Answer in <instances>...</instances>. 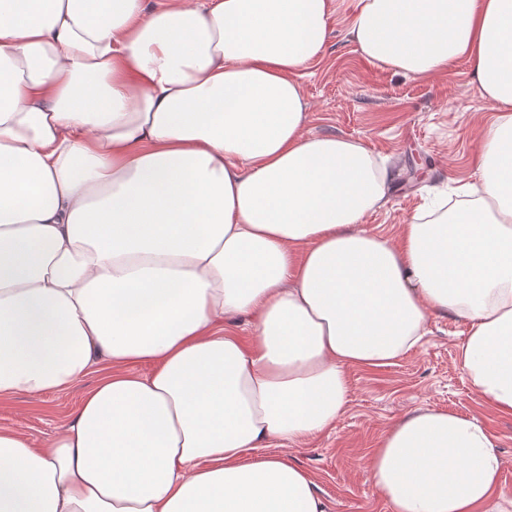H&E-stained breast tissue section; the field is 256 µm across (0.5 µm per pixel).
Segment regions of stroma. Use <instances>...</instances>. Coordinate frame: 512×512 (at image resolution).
Here are the masks:
<instances>
[{
	"label": "stroma",
	"instance_id": "35a3bbf8",
	"mask_svg": "<svg viewBox=\"0 0 512 512\" xmlns=\"http://www.w3.org/2000/svg\"><path fill=\"white\" fill-rule=\"evenodd\" d=\"M354 2L343 0L330 20L322 58L298 76L309 103L306 130L357 140L385 159L392 175L388 201L365 216L363 227L393 239L429 196L442 193L457 205L474 180L479 128L493 109L465 64L415 79L370 63L348 35ZM466 332L461 320L431 314L426 335L408 354L376 370L349 371L346 411L333 428L285 448L314 475L327 512H389L366 458L398 419L419 408L476 417L496 435L502 473L494 503L498 512H512V416L494 413L472 390L457 358ZM96 379L89 374L72 389L37 401L22 393L0 397V428L49 441Z\"/></svg>",
	"mask_w": 512,
	"mask_h": 512
}]
</instances>
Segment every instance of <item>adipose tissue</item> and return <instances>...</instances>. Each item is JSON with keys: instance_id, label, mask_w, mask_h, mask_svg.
Wrapping results in <instances>:
<instances>
[{"instance_id": "1", "label": "adipose tissue", "mask_w": 512, "mask_h": 512, "mask_svg": "<svg viewBox=\"0 0 512 512\" xmlns=\"http://www.w3.org/2000/svg\"><path fill=\"white\" fill-rule=\"evenodd\" d=\"M356 7L364 58L466 62L497 109L473 203L395 240L362 226L387 170L305 131L295 74L334 0H0V396L101 373L51 441L0 429V512H327L276 447L334 426L348 370L433 313L466 322L458 360L512 415V0ZM367 468L390 512L500 489L495 436L447 410L395 422Z\"/></svg>"}]
</instances>
